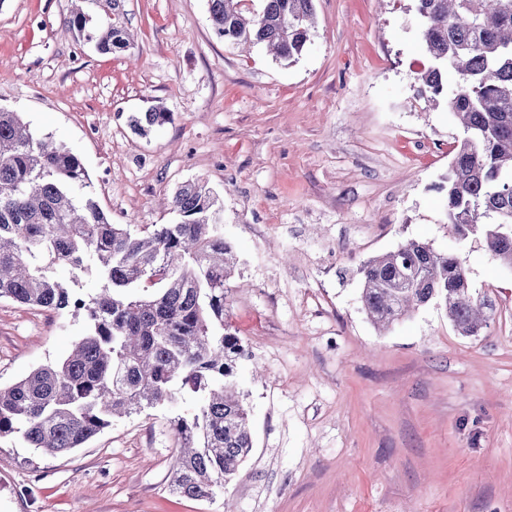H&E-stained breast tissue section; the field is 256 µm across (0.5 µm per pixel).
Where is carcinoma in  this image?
Listing matches in <instances>:
<instances>
[{"label": "carcinoma", "instance_id": "obj_1", "mask_svg": "<svg viewBox=\"0 0 512 512\" xmlns=\"http://www.w3.org/2000/svg\"><path fill=\"white\" fill-rule=\"evenodd\" d=\"M430 64L416 94L446 97L462 131L444 177L448 228L455 239L483 238L512 267V0H411ZM215 34L233 45H265L279 61L299 59L314 28L313 0H208ZM70 24L100 53L130 41L109 0L106 21L87 29L77 9ZM453 73V88L445 74ZM160 106L128 117L148 135L168 122ZM177 221L132 228L114 224L90 191L80 158L0 107V299L84 320L69 354L0 386V439L18 436L49 456L82 447L112 418L174 404H197L172 418L179 442L168 476L174 496L210 499L236 479L252 449L249 410L235 377L246 357L227 318L229 280L238 255L224 240V209L200 181L169 201ZM71 271V284L54 271ZM362 303L387 328L435 302L463 336H476L493 314L472 293L464 259L408 239L365 261ZM92 276L99 289L76 288Z\"/></svg>", "mask_w": 512, "mask_h": 512}]
</instances>
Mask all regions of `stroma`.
Segmentation results:
<instances>
[{"label":"stroma","instance_id":"stroma-1","mask_svg":"<svg viewBox=\"0 0 512 512\" xmlns=\"http://www.w3.org/2000/svg\"><path fill=\"white\" fill-rule=\"evenodd\" d=\"M293 64L218 38L207 0H120L133 44L100 54L73 0H0V106L66 145L113 223L169 224L183 182L224 205L239 257L229 319L253 448L213 498L169 493L173 408L113 419L49 457L0 440V512H512V269L458 246L438 185L459 137L414 97L428 65L410 0H314ZM171 120L134 134L128 117ZM407 239L460 252L496 312L458 335L443 307L380 331L360 264ZM82 317L0 299V385L63 358ZM170 119L169 112L160 106L148 108L145 112L133 113L128 117V125L134 134L148 135L155 127L162 126Z\"/></svg>","mask_w":512,"mask_h":512}]
</instances>
